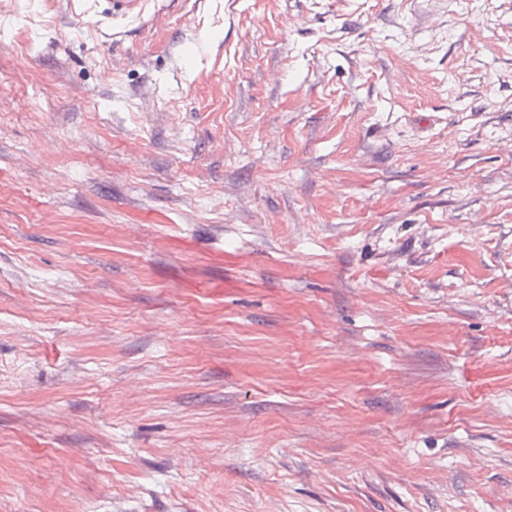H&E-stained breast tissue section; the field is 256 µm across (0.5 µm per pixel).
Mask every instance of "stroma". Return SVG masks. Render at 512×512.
Here are the masks:
<instances>
[{"instance_id": "1", "label": "stroma", "mask_w": 512, "mask_h": 512, "mask_svg": "<svg viewBox=\"0 0 512 512\" xmlns=\"http://www.w3.org/2000/svg\"><path fill=\"white\" fill-rule=\"evenodd\" d=\"M98 2L0 0V512H512V0Z\"/></svg>"}]
</instances>
